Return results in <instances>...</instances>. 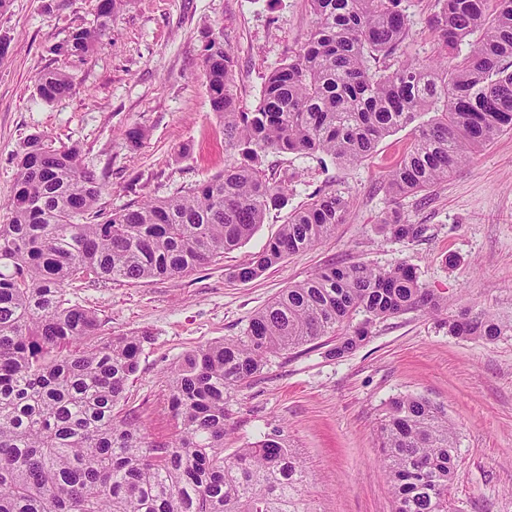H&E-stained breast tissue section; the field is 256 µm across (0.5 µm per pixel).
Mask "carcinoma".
<instances>
[{"label":"carcinoma","instance_id":"1","mask_svg":"<svg viewBox=\"0 0 512 512\" xmlns=\"http://www.w3.org/2000/svg\"><path fill=\"white\" fill-rule=\"evenodd\" d=\"M309 2L307 40L268 76L251 112L237 108L224 41L215 36L203 47L211 106L223 121L225 148L239 159L185 194L104 215L95 211L104 184L82 165L78 148H55L39 133L24 142L13 195L0 207V512H305L306 471L282 431L224 454V394L283 351L334 336L329 354L340 358L377 320L418 308L448 311V298L423 287L404 262L326 267L258 311L245 336L174 366L168 411L178 433L156 445L118 412L149 336L98 342L96 315L64 298L73 281L182 276L237 248L288 194L256 169L263 152L355 164L411 125L412 143L387 175L397 200L448 179L512 130V71L503 65L512 58V0H436L443 53L435 61L401 58L410 30L401 0ZM130 3L98 0L95 25L73 29L50 51L66 62L83 59ZM474 34L475 48L456 60L451 51ZM377 58L388 64L373 67ZM71 86L63 69L36 81L45 102ZM426 112L433 118L416 124ZM348 213L345 195L319 196L232 277L252 280L313 248ZM378 228L402 240L424 232L396 209ZM360 313L363 321L352 324ZM444 325L451 336L487 342L512 332L511 322L469 309ZM379 440L395 512H455L457 440L443 409L417 395L394 397Z\"/></svg>","mask_w":512,"mask_h":512}]
</instances>
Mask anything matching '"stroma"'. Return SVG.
I'll return each mask as SVG.
<instances>
[{"label":"stroma","mask_w":512,"mask_h":512,"mask_svg":"<svg viewBox=\"0 0 512 512\" xmlns=\"http://www.w3.org/2000/svg\"><path fill=\"white\" fill-rule=\"evenodd\" d=\"M402 6L413 22L402 51L436 57L435 0ZM95 8L96 0H10L0 12V39L8 43L0 59V202L13 193L15 155L35 132L53 146L79 149L85 167L106 184L97 204L105 214L207 180L234 156L211 109L205 42L223 38L235 62L232 92L240 110L250 112L268 73L300 48L312 21L308 0H134L113 16L110 40L69 64V94L45 103L35 83L60 66L50 46L73 28L95 24ZM132 129L139 141L128 138ZM411 141L410 129L396 130L354 165L262 153V176L288 182L290 193L241 246L182 277L67 287V300L97 316L100 340L149 334L120 403L148 442H165L175 430L165 412L168 376L186 352L244 336L282 289L330 264L403 261L427 288L447 296L449 313L485 310L512 322V132L473 153L448 180L395 202L386 175ZM334 191L350 201L345 223L254 280L231 278L292 212ZM394 204L407 223L423 225L420 238L378 233L382 213ZM334 344L325 337L269 357L230 389L225 452L281 430L309 471L301 492L306 512H393L377 429L391 398L416 394L442 406L455 428L457 512H512V335L491 343L452 336L440 317L412 309L376 321L344 357L331 356Z\"/></svg>","instance_id":"35a3bbf8"}]
</instances>
